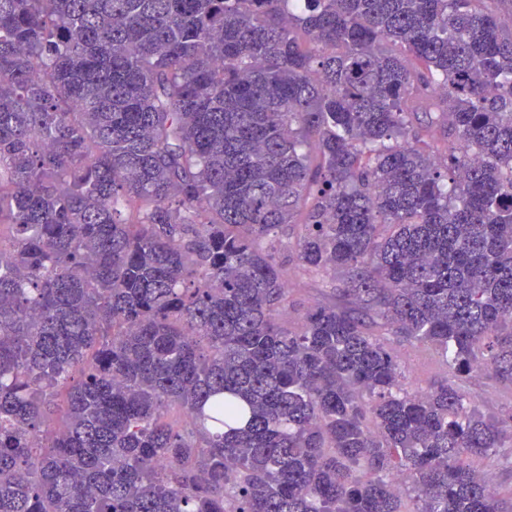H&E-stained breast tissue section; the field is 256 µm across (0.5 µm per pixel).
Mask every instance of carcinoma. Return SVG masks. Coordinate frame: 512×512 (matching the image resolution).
<instances>
[{
    "label": "carcinoma",
    "mask_w": 512,
    "mask_h": 512,
    "mask_svg": "<svg viewBox=\"0 0 512 512\" xmlns=\"http://www.w3.org/2000/svg\"><path fill=\"white\" fill-rule=\"evenodd\" d=\"M305 2L0 0V512H512V0ZM390 338L392 347L405 365L410 387L427 389L447 376L446 365L434 349ZM462 388L486 415L499 418L512 415V384L493 381L478 370L464 379ZM512 448H501L497 456L481 462L494 477L499 492L504 497L512 496Z\"/></svg>",
    "instance_id": "carcinoma-1"
}]
</instances>
